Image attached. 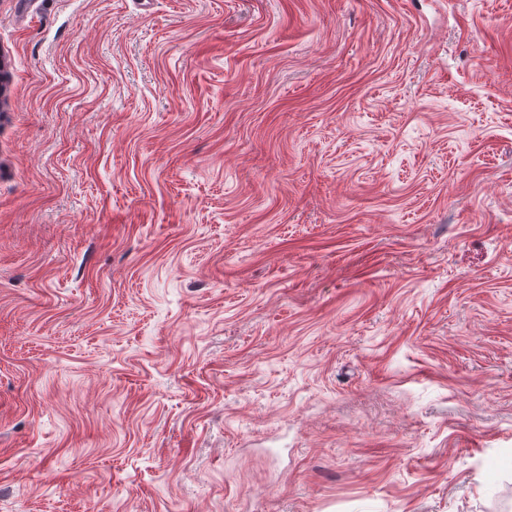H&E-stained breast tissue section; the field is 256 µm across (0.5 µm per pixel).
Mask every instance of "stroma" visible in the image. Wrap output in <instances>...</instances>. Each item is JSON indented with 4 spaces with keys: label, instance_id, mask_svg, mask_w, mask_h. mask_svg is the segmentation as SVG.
Returning a JSON list of instances; mask_svg holds the SVG:
<instances>
[{
    "label": "stroma",
    "instance_id": "35a3bbf8",
    "mask_svg": "<svg viewBox=\"0 0 512 512\" xmlns=\"http://www.w3.org/2000/svg\"><path fill=\"white\" fill-rule=\"evenodd\" d=\"M0 512H512V0H0Z\"/></svg>",
    "mask_w": 512,
    "mask_h": 512
}]
</instances>
